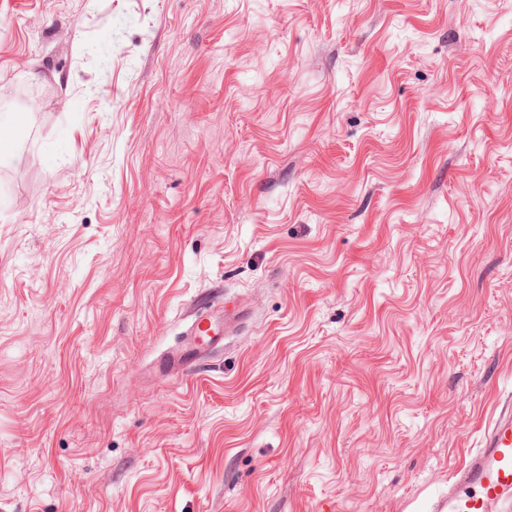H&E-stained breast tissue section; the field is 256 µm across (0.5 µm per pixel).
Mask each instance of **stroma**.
Wrapping results in <instances>:
<instances>
[{
  "label": "stroma",
  "instance_id": "1",
  "mask_svg": "<svg viewBox=\"0 0 512 512\" xmlns=\"http://www.w3.org/2000/svg\"><path fill=\"white\" fill-rule=\"evenodd\" d=\"M1 101L0 512H429L512 403V0H0ZM211 307H206L197 313L181 344L175 347L164 359L162 364L164 372L186 369L200 358L203 345L216 346L220 344L224 335L232 331L243 317L241 311L229 312L225 306L224 323L222 324L212 315Z\"/></svg>",
  "mask_w": 512,
  "mask_h": 512
}]
</instances>
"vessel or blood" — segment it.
<instances>
[{
	"label": "vessel or blood",
	"mask_w": 512,
	"mask_h": 512,
	"mask_svg": "<svg viewBox=\"0 0 512 512\" xmlns=\"http://www.w3.org/2000/svg\"><path fill=\"white\" fill-rule=\"evenodd\" d=\"M241 317L236 310L220 320L210 309L199 311L181 344L165 358L164 371L186 369L199 359L202 346L220 344ZM481 431V448L465 453L447 495L433 502V512H503L512 507V407L494 411Z\"/></svg>",
	"instance_id": "obj_1"
}]
</instances>
